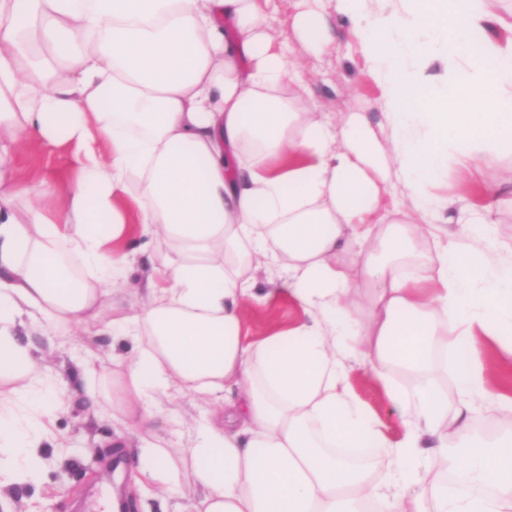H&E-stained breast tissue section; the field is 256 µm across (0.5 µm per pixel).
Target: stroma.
<instances>
[{"instance_id": "35a3bbf8", "label": "stroma", "mask_w": 512, "mask_h": 512, "mask_svg": "<svg viewBox=\"0 0 512 512\" xmlns=\"http://www.w3.org/2000/svg\"><path fill=\"white\" fill-rule=\"evenodd\" d=\"M313 8L325 20L328 37L317 52L303 56L308 80L300 93L301 106L315 108L325 121L339 127L351 114L363 113L374 137L386 140L392 128L381 106L382 90L361 51L358 35L340 14L337 0H315ZM75 164L72 146L46 147L38 143L29 145L12 161L18 176L29 183L46 176L69 180L75 174ZM510 166L512 154L507 153L481 174L453 168L442 176L437 192L448 200L442 216L449 232L467 239L469 227L460 219L461 207L488 203L489 188L498 183L501 170ZM121 249L129 254L132 286L117 290L116 295L131 298L135 295L134 283L147 275L149 256H161L164 247L157 239L141 236L139 225L132 224ZM304 316L303 308L283 291L267 303L253 305L245 327L249 337L255 339L288 327ZM97 329V323L91 322L46 336L38 326L28 328V340L35 350L50 347L56 353L58 378L54 386L62 391L66 409L46 421L48 432L39 448L43 460L39 480L0 487V492L12 499L16 512H111L110 466L118 457L130 463L136 459L137 437H130L126 448L115 449L114 442L124 426L113 415L111 399L100 395L102 381L98 374L85 369L90 362L115 369L136 349L130 341L98 335ZM496 351V342H489L484 360L491 376V396L475 402L469 419L475 429L497 423L494 396H512V374L500 373ZM348 365L351 393L383 422L390 438H400L403 425L382 382L357 359H349ZM155 401L169 415V431L184 437L192 434L207 416L206 404L190 395L171 399L159 394ZM198 493L190 475L184 474L166 494L156 493L149 486L137 489V512H184Z\"/></svg>"}]
</instances>
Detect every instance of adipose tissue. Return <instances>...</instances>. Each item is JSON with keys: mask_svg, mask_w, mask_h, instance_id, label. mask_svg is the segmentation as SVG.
I'll return each mask as SVG.
<instances>
[{"mask_svg": "<svg viewBox=\"0 0 512 512\" xmlns=\"http://www.w3.org/2000/svg\"><path fill=\"white\" fill-rule=\"evenodd\" d=\"M339 2L383 88L388 144L364 116L338 131L299 106L300 63L262 0H0L9 482L38 479L37 416L64 407L18 334L38 314L50 332L93 318L142 342L102 374L135 429L151 430L153 395L206 401L187 441L143 439L135 465L162 492L189 468L201 494L187 512H512V437L476 439L468 422L485 392L481 339L512 331V266L429 219L448 168L512 151V39L488 37L489 0ZM29 139L75 145L76 179L21 181L10 161ZM388 159L414 207L384 224ZM126 194L143 234L165 245L131 305L108 290L126 272L110 248L126 233ZM262 265L282 270L309 317L250 340L244 308L265 297L245 273ZM358 298L361 321L348 309ZM459 350L450 386L435 355ZM348 354L384 382L400 440L347 390ZM346 448L371 449L386 473L350 463ZM436 461L452 483L431 479Z\"/></svg>", "mask_w": 512, "mask_h": 512, "instance_id": "1", "label": "adipose tissue"}]
</instances>
